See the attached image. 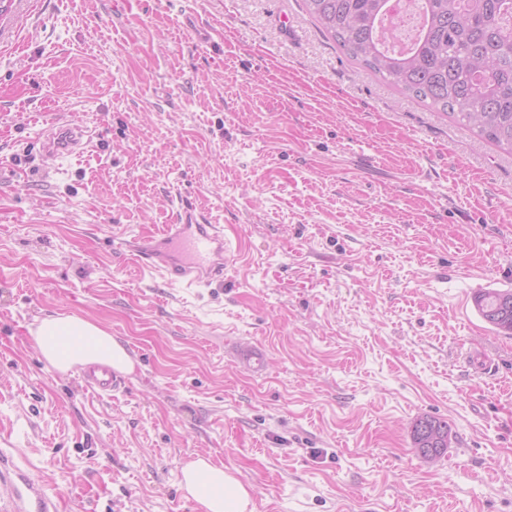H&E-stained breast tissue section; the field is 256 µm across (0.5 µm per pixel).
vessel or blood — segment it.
<instances>
[{"mask_svg": "<svg viewBox=\"0 0 512 512\" xmlns=\"http://www.w3.org/2000/svg\"><path fill=\"white\" fill-rule=\"evenodd\" d=\"M85 130L81 125L62 122L40 141L39 155L48 165L76 153ZM141 264L163 273L167 280L186 288L208 286L223 281L232 251L224 227L208 223L184 206L177 223L164 225L160 233L136 244ZM84 388L107 396L126 384L125 377L102 366H93L81 375ZM0 512H59L57 494L32 480L16 462L14 453L0 449Z\"/></svg>", "mask_w": 512, "mask_h": 512, "instance_id": "1", "label": "vessel or blood"}]
</instances>
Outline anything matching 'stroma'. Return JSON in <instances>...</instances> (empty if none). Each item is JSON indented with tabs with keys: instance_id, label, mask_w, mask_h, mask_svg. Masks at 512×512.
Instances as JSON below:
<instances>
[{
	"instance_id": "stroma-1",
	"label": "stroma",
	"mask_w": 512,
	"mask_h": 512,
	"mask_svg": "<svg viewBox=\"0 0 512 512\" xmlns=\"http://www.w3.org/2000/svg\"><path fill=\"white\" fill-rule=\"evenodd\" d=\"M89 140L40 172L57 119ZM188 200L239 256L170 286L113 238ZM512 155L351 59L303 0H13L0 16V442L62 512H194L199 455L253 512H512ZM135 362L100 398L28 328ZM448 421L435 464L414 420ZM474 304L483 320L498 332L512 336V291H478ZM32 342L45 361L65 373L76 365L102 364L129 373L134 360L112 333L77 314H52L30 329Z\"/></svg>"
}]
</instances>
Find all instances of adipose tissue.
Returning <instances> with one entry per match:
<instances>
[{"label":"adipose tissue","mask_w":512,"mask_h":512,"mask_svg":"<svg viewBox=\"0 0 512 512\" xmlns=\"http://www.w3.org/2000/svg\"><path fill=\"white\" fill-rule=\"evenodd\" d=\"M30 335L45 361L62 373L86 364H102L123 373L135 366L111 332L77 314L45 316ZM182 476V488L199 512H248L250 489L230 470L198 457L183 466Z\"/></svg>","instance_id":"obj_1"}]
</instances>
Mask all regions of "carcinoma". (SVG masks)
<instances>
[{
	"instance_id": "carcinoma-1",
	"label": "carcinoma",
	"mask_w": 512,
	"mask_h": 512,
	"mask_svg": "<svg viewBox=\"0 0 512 512\" xmlns=\"http://www.w3.org/2000/svg\"><path fill=\"white\" fill-rule=\"evenodd\" d=\"M304 2L350 58L512 152V0H417L420 27L399 51L379 35L388 0ZM474 304L483 320L512 336V291H479ZM411 437L422 458L430 448L441 449V457L450 425L422 415Z\"/></svg>"
}]
</instances>
